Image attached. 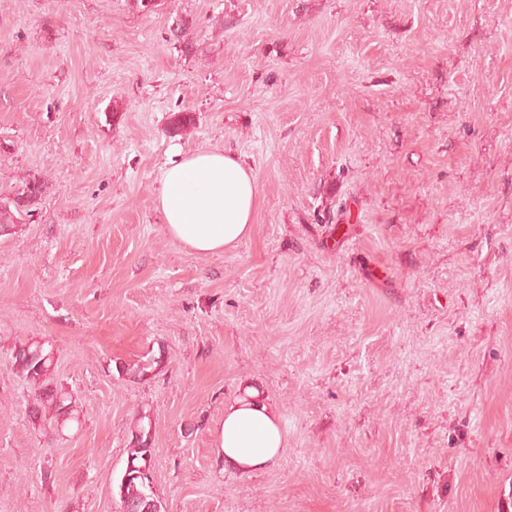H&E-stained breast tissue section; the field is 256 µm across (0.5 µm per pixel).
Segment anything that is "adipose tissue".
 <instances>
[{
    "label": "adipose tissue",
    "mask_w": 512,
    "mask_h": 512,
    "mask_svg": "<svg viewBox=\"0 0 512 512\" xmlns=\"http://www.w3.org/2000/svg\"><path fill=\"white\" fill-rule=\"evenodd\" d=\"M260 191L235 152L220 147L178 154L161 172L157 207L167 233L199 254L224 251L249 236ZM216 444L225 465L259 470L286 447L276 415L254 395L224 407Z\"/></svg>",
    "instance_id": "adipose-tissue-1"
}]
</instances>
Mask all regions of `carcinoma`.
<instances>
[{"label": "carcinoma", "mask_w": 512, "mask_h": 512, "mask_svg": "<svg viewBox=\"0 0 512 512\" xmlns=\"http://www.w3.org/2000/svg\"><path fill=\"white\" fill-rule=\"evenodd\" d=\"M193 27L189 17H179L170 29V35L177 43L183 44L184 51H193V45L186 40L187 32ZM44 181L36 176L24 180L11 197L0 199V232L9 234L17 221L31 215L33 207L45 194ZM163 362V353L148 351L136 363L118 362L115 370L120 376L143 380L156 374ZM11 368L33 386V402L28 408L32 425L49 422L61 432L80 424V409L74 394L55 377L54 349L47 341L23 340L11 348ZM152 421L150 415L142 412L131 429V448L126 459L127 468L113 478L112 497L117 505L132 504L138 512H161V505L139 467L146 465L155 449L152 444Z\"/></svg>", "instance_id": "obj_1"}]
</instances>
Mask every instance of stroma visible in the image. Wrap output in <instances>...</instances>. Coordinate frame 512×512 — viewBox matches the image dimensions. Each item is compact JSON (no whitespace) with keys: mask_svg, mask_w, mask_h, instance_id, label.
I'll return each mask as SVG.
<instances>
[{"mask_svg":"<svg viewBox=\"0 0 512 512\" xmlns=\"http://www.w3.org/2000/svg\"><path fill=\"white\" fill-rule=\"evenodd\" d=\"M215 146L261 202L201 255L156 195ZM32 175L0 236V512H116L142 410L164 512H512V0H0V196ZM9 336L53 345L80 430L30 423ZM249 391L286 448L238 472L215 431ZM44 181L36 176L26 178L12 197L0 199V232L10 234L23 215L30 216L45 194ZM162 352L163 350L158 347V355L151 349L142 356L143 360H138L137 363L116 362L115 370L122 377L126 376L133 380L146 379L158 372L164 358Z\"/></svg>","mask_w":512,"mask_h":512,"instance_id":"1","label":"stroma"}]
</instances>
